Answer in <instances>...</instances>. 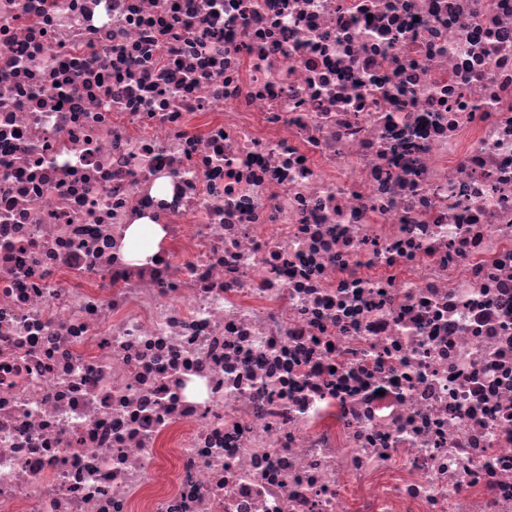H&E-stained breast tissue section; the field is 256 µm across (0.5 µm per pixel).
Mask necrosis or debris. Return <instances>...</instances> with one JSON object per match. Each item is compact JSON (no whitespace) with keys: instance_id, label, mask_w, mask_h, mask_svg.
I'll return each instance as SVG.
<instances>
[{"instance_id":"obj_1","label":"necrosis or debris","mask_w":512,"mask_h":512,"mask_svg":"<svg viewBox=\"0 0 512 512\" xmlns=\"http://www.w3.org/2000/svg\"><path fill=\"white\" fill-rule=\"evenodd\" d=\"M0 512H512V0H0ZM143 222H146V219L136 221L126 232V239L130 244L129 259L134 261H143L156 251L162 236V231L157 225Z\"/></svg>"}]
</instances>
